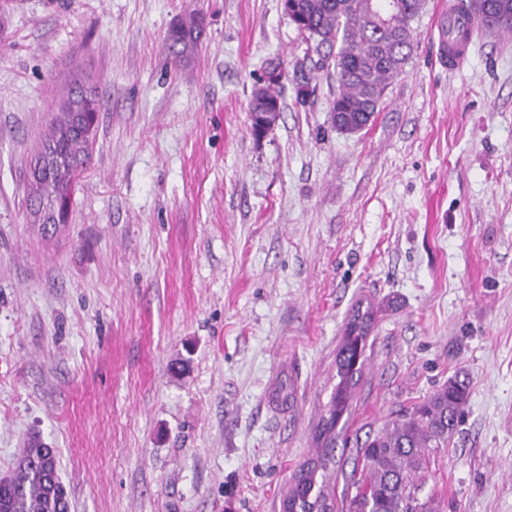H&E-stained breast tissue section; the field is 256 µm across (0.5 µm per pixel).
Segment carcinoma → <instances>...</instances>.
Listing matches in <instances>:
<instances>
[{"instance_id": "1", "label": "carcinoma", "mask_w": 512, "mask_h": 512, "mask_svg": "<svg viewBox=\"0 0 512 512\" xmlns=\"http://www.w3.org/2000/svg\"><path fill=\"white\" fill-rule=\"evenodd\" d=\"M424 5L425 0H283L285 14L315 54L310 70L336 72L331 114L338 130L356 133L373 121L390 83L404 71L413 49L412 22ZM457 12L461 19L512 36V0H459ZM203 35L204 17L190 11L169 27L166 50L182 62L198 51ZM282 86L278 80L253 89L248 112L254 134H265L279 119ZM98 111L93 94L74 88L38 144L36 161L43 163V174L31 178L30 209L45 235L47 224L67 220L77 176L90 157ZM372 320L369 305L350 315L336 354L339 382L314 435V453L294 473L284 512L336 508L335 452L348 429ZM468 396L469 383L451 379L367 438L356 450L359 475H351L343 491L344 512H421L416 477L431 449L448 447ZM0 512H70L56 451L37 435L28 438L12 474L0 478Z\"/></svg>"}]
</instances>
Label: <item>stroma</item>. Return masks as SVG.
I'll list each match as a JSON object with an SVG mask.
<instances>
[{"label":"stroma","instance_id":"obj_1","mask_svg":"<svg viewBox=\"0 0 512 512\" xmlns=\"http://www.w3.org/2000/svg\"><path fill=\"white\" fill-rule=\"evenodd\" d=\"M426 0L371 125L336 130L281 0H0V477L30 434L70 512H282L338 382L350 311L374 326L336 470L391 413L471 387L419 477L431 512H512V38L438 62ZM202 44L175 64L185 11ZM275 126L248 106L269 62ZM100 103L65 224L27 208L68 85ZM204 17L195 10L175 19L169 27L165 47L175 62L192 57L201 45L204 35Z\"/></svg>","mask_w":512,"mask_h":512}]
</instances>
